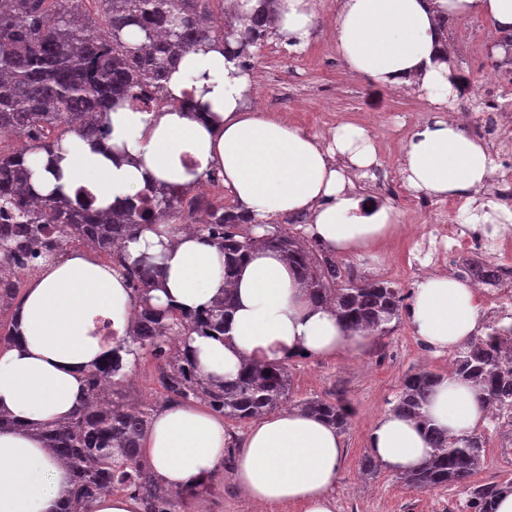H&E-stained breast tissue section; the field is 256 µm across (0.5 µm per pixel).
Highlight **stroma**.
Listing matches in <instances>:
<instances>
[{"label":"stroma","mask_w":512,"mask_h":512,"mask_svg":"<svg viewBox=\"0 0 512 512\" xmlns=\"http://www.w3.org/2000/svg\"><path fill=\"white\" fill-rule=\"evenodd\" d=\"M316 3L320 24L305 50L279 52L271 41L255 49L260 84L256 97L247 98V106H259L323 141L343 124L371 128L379 162L400 166L406 139L433 117L434 107L416 88L394 92L349 70L329 34L338 0ZM496 37L476 13L448 25L450 63L470 80L469 95L454 101L452 107L472 113L478 122L483 119V100L495 91L501 95L504 112L512 116V72L502 71L493 81L486 78L487 70L502 57L493 46ZM415 197V192L398 185L385 198L399 214L396 230L362 254L343 256L344 267L355 271L358 279L386 281L403 293H414L415 281L402 275L415 250L414 235L440 221L435 214L417 210ZM451 359V353L436 351L418 340L405 314L390 334L371 337L360 353L291 359V400L340 393L353 407L351 422L342 433L346 456L330 492L333 512H458L456 489L423 491L387 468L370 475L360 470V461L369 452V430L393 406L405 375L419 369L447 374ZM154 375L155 363L149 356L131 365L123 386L126 402L162 406L163 391ZM214 480L215 492L193 501L189 512H284L280 507L249 504L236 485L234 472L216 471Z\"/></svg>","instance_id":"1"}]
</instances>
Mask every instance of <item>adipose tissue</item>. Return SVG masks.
Returning a JSON list of instances; mask_svg holds the SVG:
<instances>
[{"label": "adipose tissue", "instance_id": "ef3b65f1", "mask_svg": "<svg viewBox=\"0 0 512 512\" xmlns=\"http://www.w3.org/2000/svg\"><path fill=\"white\" fill-rule=\"evenodd\" d=\"M277 32L289 50L305 49L316 30L315 0H273ZM476 13L512 32V0H340L332 35L345 64L373 84L416 86L434 107L464 92L439 49L434 10ZM251 76L218 50L189 52L168 81L177 107L162 112L121 108L108 113L106 143L67 137L60 151L35 155L32 185L39 194L74 195L90 188L96 206L155 182L188 184L221 168L224 188L263 222L310 213L308 233L330 250L352 254L389 235L399 222L389 204L352 190L353 176L377 165L374 140L364 127L345 124L330 142L301 133L260 109H247ZM203 106L192 116L185 93ZM487 146L459 121L437 115L410 135L400 175L410 189L439 198H465L468 223L512 221L493 214L471 193L492 170ZM131 257H157L160 286L153 302L195 312L224 293V257L188 230H146L126 244ZM236 310L230 342L197 336L190 343L199 370L233 379L243 359H284L303 352L333 356L359 350L364 334L347 331L330 308L309 301L292 265L279 252H253L233 282ZM134 300L123 277L88 252H73L45 266L27 288L16 316L14 343L0 354V512H57L70 489V472L38 435L43 424L69 416L85 397V374L121 343ZM479 297L471 286L429 276L417 286L411 323L436 349H453L476 328ZM485 416L470 383L448 376L436 387L426 417L458 435ZM227 435L220 416L191 405L164 409L142 439L157 473L180 489L212 475L224 457ZM371 453L389 469L418 470L431 448L421 425L388 413L372 427ZM343 459L336 428L300 412H280L254 423L238 456L236 482L255 506H296L297 512H332L330 490Z\"/></svg>", "mask_w": 512, "mask_h": 512}]
</instances>
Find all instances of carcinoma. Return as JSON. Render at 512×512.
Masks as SVG:
<instances>
[{"label":"carcinoma","instance_id":"1","mask_svg":"<svg viewBox=\"0 0 512 512\" xmlns=\"http://www.w3.org/2000/svg\"><path fill=\"white\" fill-rule=\"evenodd\" d=\"M224 0H95L102 28L82 19L84 0L68 11H55L58 0H0V139L20 134L23 149L0 148V308L13 305L18 288L6 272L18 264L40 267L57 257L64 240L78 238L111 255L112 266L128 282L136 299L126 341L157 363V382L165 405L204 401L214 412L245 421L258 419L289 398L288 363L245 361L232 381L198 372L189 356L193 335L223 336L234 307V293L195 314L152 303L159 269L141 259L130 260L116 244L158 224L182 221L188 210L206 211L208 219L196 231L224 252V279L252 252L273 249L298 271L309 299L330 304L353 332L383 336L399 318L404 295L384 281H355L345 276L342 262L319 241L298 238L276 226L255 225L237 206L192 187L214 180L210 169L190 184H154L150 189L105 215L94 198H70L53 192L38 196L25 154L60 148L64 135L103 140L109 134L107 113L128 106L146 110L170 69L192 50L220 43L231 59L240 61L273 34L274 19L262 8L246 17L243 27L214 26L211 3ZM121 363L107 360L87 375V395L65 420L46 425L41 436L71 472V491L59 512H92L102 492L122 490L137 498L141 512H185L189 502L212 493L211 481L179 490L165 484L142 455L140 439L154 407L130 409L123 400L126 374ZM453 374L469 381L486 403L512 408V372L500 370L492 334L471 336L454 353ZM441 375L428 370L409 373L391 412L425 425L432 453L425 465L405 477L417 489L453 486L463 496L461 512H494L495 500L512 492V481L475 485L471 477L484 457V433L475 427L450 436L426 425L423 410L431 401ZM344 431L353 408L341 394L313 396L296 404Z\"/></svg>","mask_w":512,"mask_h":512}]
</instances>
